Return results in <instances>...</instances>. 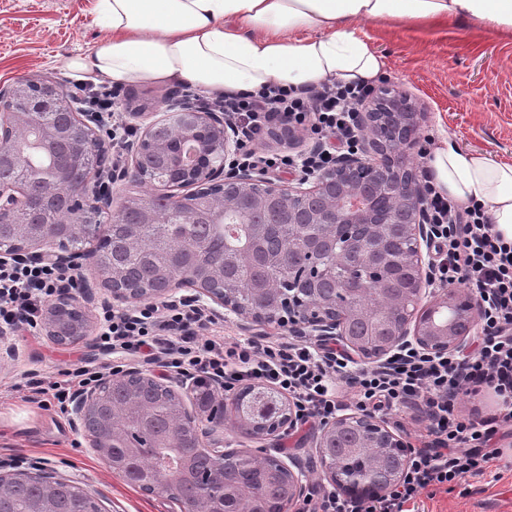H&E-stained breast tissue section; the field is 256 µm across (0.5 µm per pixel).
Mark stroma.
Here are the masks:
<instances>
[{"mask_svg":"<svg viewBox=\"0 0 512 512\" xmlns=\"http://www.w3.org/2000/svg\"><path fill=\"white\" fill-rule=\"evenodd\" d=\"M95 0H0V85L18 77L54 78L73 100L79 80L67 68L101 37ZM358 34L382 53L388 81L409 91L426 117L421 136L455 139L463 147L512 163V34L451 21L425 30L393 22L360 23ZM116 112L164 111L167 85L134 83ZM11 355L0 357V474L46 471L92 494L102 512H182L180 501L149 494L113 474L77 432L69 416L50 403L26 400L23 375L45 377L102 362L98 336L61 346L41 331L14 330L0 339ZM314 430L302 425L283 436L282 447L306 470L309 487L328 485ZM505 466L499 479L466 478L425 500L424 512H512V441L502 440Z\"/></svg>","mask_w":512,"mask_h":512,"instance_id":"1","label":"stroma"}]
</instances>
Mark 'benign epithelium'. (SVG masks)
I'll use <instances>...</instances> for the list:
<instances>
[{
  "label": "benign epithelium",
  "instance_id": "7a95c632",
  "mask_svg": "<svg viewBox=\"0 0 512 512\" xmlns=\"http://www.w3.org/2000/svg\"><path fill=\"white\" fill-rule=\"evenodd\" d=\"M71 107V101L52 80L15 82L0 86V170L16 167L20 156L8 146L25 134L29 150L46 154V163L29 170L22 180L0 179V263L13 260L48 262L61 271L80 269L83 261L94 258L99 284L110 293L112 305L133 310L145 300L169 299L183 288L194 290L193 301L216 318L233 319L241 330L259 333L276 325L292 336H315L336 341L347 356L357 362L383 365L398 351L413 348L429 356L448 355L466 348L477 326L473 298L456 288L437 287L429 276L433 264V241L427 204L421 181L412 159L420 143V109L412 96L400 86L384 83L371 99L358 106L355 122L363 134L357 151L336 159L326 169L308 170L287 184H281L240 162L237 129L222 112H201L191 105L170 98L163 112H127L125 121L138 137L127 150L118 169L107 163V149L96 130L105 125L102 112H71L68 124L54 120L56 111ZM269 140L306 156V134L299 126L272 129ZM149 186L152 196L172 206L175 213L193 223L221 220L228 212L259 211L264 224H299V209L313 200L323 208L313 216L314 227L301 233L297 255L316 261L308 276L297 272L288 276V287L278 284L255 288V294L282 298L285 311L268 313L256 299L228 296L224 273L213 268L195 267L158 290L136 292L121 284V271L112 261H99L70 248V224L30 223L22 214L42 209L55 196L68 207L86 209L106 220L87 224L86 237L101 246L112 235L114 215L121 195L114 186ZM126 199L139 210V227L155 223L156 211L144 206L140 196ZM351 224H404L407 246L401 255H391L384 237L376 228L359 241L347 233ZM342 249L343 270L326 260L329 246ZM394 280L387 310L378 316L355 304L364 286L363 269ZM339 276L342 300H328L312 306L306 300V285L323 278ZM94 285L82 277L79 290L69 286L47 304L41 320L45 335L58 345L83 343L93 335L90 319L95 305ZM366 322L369 339L352 332L355 321ZM142 376L138 368L112 375L95 387L79 392L71 403V423L86 430V421L96 407L102 391L118 376ZM151 380L176 396L186 394L189 406L183 407V426L191 439L189 447L210 456L222 457L223 419L214 416L207 402L224 392V380L206 376H185L172 380L161 374ZM232 419L260 443L251 456L275 464L288 481V499L282 512L294 506L307 488L306 473L290 456H273L268 448L279 447L283 433L296 423L295 406L281 392L262 386L247 387L227 397ZM355 429L362 444L379 451L378 467L370 472L344 475L326 455V439L341 430ZM90 447L107 467L113 466V449L120 447L116 433L88 436ZM318 449L324 479L333 490L352 498L382 494L395 487L406 470L410 447L394 433L387 422L359 410H349L320 426L310 439ZM151 448H128L125 454L132 481L150 485L153 472H140L137 463L151 454ZM49 490L32 504V512H56L53 491L58 482L52 474H34ZM237 491L224 488L206 512H232Z\"/></svg>",
  "mask_w": 512,
  "mask_h": 512
}]
</instances>
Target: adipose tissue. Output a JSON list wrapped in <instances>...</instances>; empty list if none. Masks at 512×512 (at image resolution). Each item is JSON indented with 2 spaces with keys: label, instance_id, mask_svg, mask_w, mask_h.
<instances>
[{
  "label": "adipose tissue",
  "instance_id": "adipose-tissue-1",
  "mask_svg": "<svg viewBox=\"0 0 512 512\" xmlns=\"http://www.w3.org/2000/svg\"><path fill=\"white\" fill-rule=\"evenodd\" d=\"M455 19L512 32V0H96L103 36L67 66L115 83H187L207 92L368 83L386 61L356 23ZM431 167L445 193L482 204L494 230L512 241V164L447 138Z\"/></svg>",
  "mask_w": 512,
  "mask_h": 512
}]
</instances>
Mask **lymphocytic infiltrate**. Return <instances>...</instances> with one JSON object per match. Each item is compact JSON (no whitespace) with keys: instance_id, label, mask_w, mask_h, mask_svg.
<instances>
[{"instance_id":"f902f5d3","label":"lymphocytic infiltrate","mask_w":512,"mask_h":512,"mask_svg":"<svg viewBox=\"0 0 512 512\" xmlns=\"http://www.w3.org/2000/svg\"><path fill=\"white\" fill-rule=\"evenodd\" d=\"M372 91L371 85L360 83L325 81L297 88L275 83L253 92L219 93L207 104L237 122L246 162L272 170L292 167L288 156L256 150L271 126L291 123L312 134L314 148L307 161L320 169L333 164L338 151L357 146L360 133L352 114ZM422 177L434 224L432 279L441 286H466L478 302L472 350L450 357L408 352L382 367L353 366L325 343L285 336L202 338L211 320L183 300L149 304L131 314L106 311L103 348L162 372L223 378L228 392L240 385L277 386L292 396L303 425L324 423L348 404L366 413L417 405L425 432L391 491L348 498L331 490L303 499L299 512H419L420 497H434L451 483L491 473L502 457L493 444L501 420L464 415L460 394L492 389L505 409L503 420H512V242L493 231L482 205L459 203L438 187L430 172ZM61 280L60 272L48 265L0 264V323L33 324ZM103 372V366H86L56 381L32 373L27 386L32 396L52 395L63 411L76 392L98 383ZM340 381L349 389V401H342L336 390Z\"/></svg>"}]
</instances>
